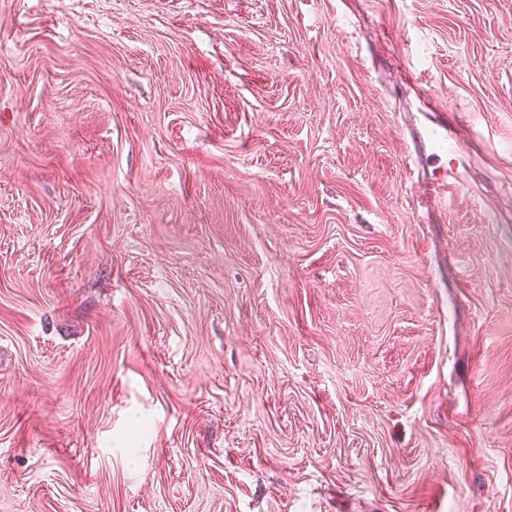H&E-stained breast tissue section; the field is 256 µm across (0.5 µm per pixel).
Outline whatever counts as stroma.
<instances>
[{
	"instance_id": "1",
	"label": "stroma",
	"mask_w": 512,
	"mask_h": 512,
	"mask_svg": "<svg viewBox=\"0 0 512 512\" xmlns=\"http://www.w3.org/2000/svg\"><path fill=\"white\" fill-rule=\"evenodd\" d=\"M510 193L512 0H0V512H512ZM434 126L429 127L426 137L414 124L406 125L405 159L418 170V174L424 177L425 191L418 195L417 204L422 209V217H425L426 224L431 221V205L437 199H448V196L463 193L462 188L465 179L455 168H444L440 174L430 172L429 159L438 155V151H444L448 143V137L455 140L458 146L466 143L465 135L470 121L465 115L452 113L445 121L432 122ZM447 149V147H446ZM428 169V174L426 172Z\"/></svg>"
}]
</instances>
